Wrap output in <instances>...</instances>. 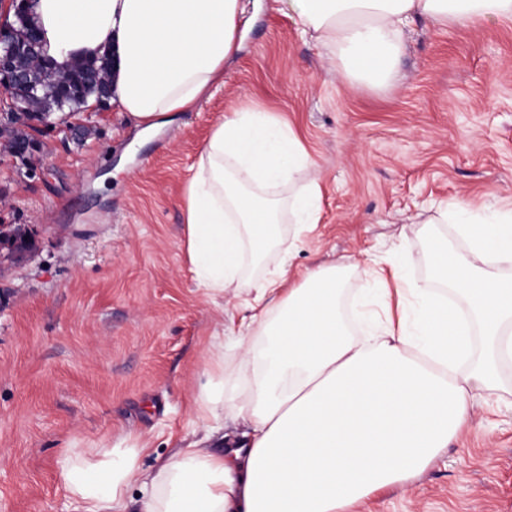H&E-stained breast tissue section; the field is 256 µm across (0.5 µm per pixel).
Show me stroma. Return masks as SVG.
Instances as JSON below:
<instances>
[{
  "mask_svg": "<svg viewBox=\"0 0 512 512\" xmlns=\"http://www.w3.org/2000/svg\"><path fill=\"white\" fill-rule=\"evenodd\" d=\"M245 2L240 48L195 109L149 133L114 105L58 112L33 161L0 155V224L33 242L0 263V512H72L70 452L146 442L139 463L153 470L201 440L213 422L192 400L212 339L254 332L264 281L347 268V315L366 256H388L444 296L431 243H462L440 211L512 209V18L413 21L376 81L345 76L281 0ZM246 106L303 142L311 164L295 185L319 182L320 220L278 225L213 296L187 260L185 189L216 121ZM474 410L421 474L357 512H512V395H477Z\"/></svg>",
  "mask_w": 512,
  "mask_h": 512,
  "instance_id": "35a3bbf8",
  "label": "stroma"
}]
</instances>
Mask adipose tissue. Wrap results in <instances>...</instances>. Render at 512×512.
I'll use <instances>...</instances> for the list:
<instances>
[{
  "instance_id": "obj_1",
  "label": "adipose tissue",
  "mask_w": 512,
  "mask_h": 512,
  "mask_svg": "<svg viewBox=\"0 0 512 512\" xmlns=\"http://www.w3.org/2000/svg\"><path fill=\"white\" fill-rule=\"evenodd\" d=\"M305 31L357 74L390 71L415 18L438 24L512 16V0H288ZM241 0H33L48 53L59 66L115 52L114 102L143 130L193 110L237 49ZM310 164L295 132L242 109L212 131L186 185L187 253L200 287H233L245 253L273 240L280 221L266 190ZM464 242H435L432 266L452 292L443 302L394 268L396 290L375 259L366 330L350 334L338 299L346 271L307 274L262 311L255 336H232L251 375L242 389L213 390L195 406L215 421L147 472L139 448L62 462L75 512H352L374 491L421 472L472 419L475 392H504L512 366V209L484 221L460 204L440 214ZM397 294L399 318L380 317ZM232 415L244 442L225 447Z\"/></svg>"
}]
</instances>
